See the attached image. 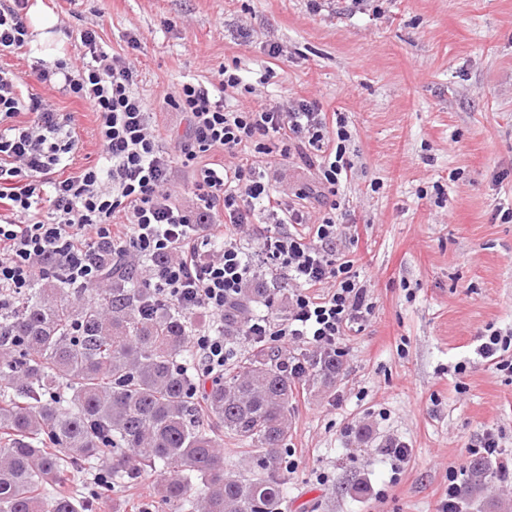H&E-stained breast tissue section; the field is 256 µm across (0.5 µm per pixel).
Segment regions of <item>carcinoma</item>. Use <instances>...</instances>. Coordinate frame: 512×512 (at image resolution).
<instances>
[{
	"label": "carcinoma",
	"mask_w": 512,
	"mask_h": 512,
	"mask_svg": "<svg viewBox=\"0 0 512 512\" xmlns=\"http://www.w3.org/2000/svg\"><path fill=\"white\" fill-rule=\"evenodd\" d=\"M267 296L246 288L224 315V339L240 335L235 312ZM126 274L102 293L38 284L0 314V512H87L73 490L96 475L100 492L134 488L149 469L166 474L157 512H281L288 405L295 380L285 356L263 348L194 407L196 378L187 314L152 305ZM252 446L260 472H224V437ZM492 477L470 468L466 493Z\"/></svg>",
	"instance_id": "cac0c4a2"
}]
</instances>
